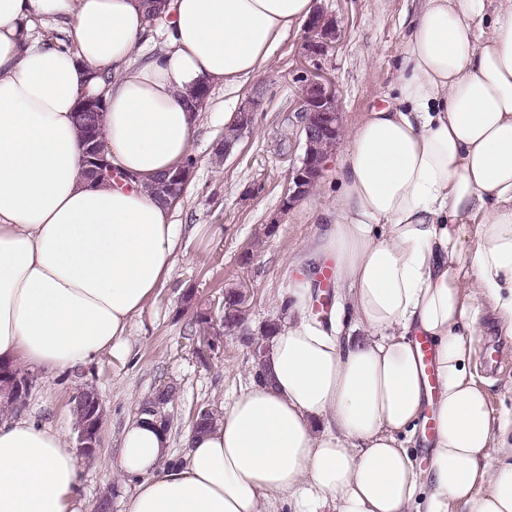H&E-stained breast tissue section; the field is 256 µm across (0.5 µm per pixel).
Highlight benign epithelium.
Instances as JSON below:
<instances>
[{
  "label": "benign epithelium",
  "instance_id": "obj_1",
  "mask_svg": "<svg viewBox=\"0 0 512 512\" xmlns=\"http://www.w3.org/2000/svg\"><path fill=\"white\" fill-rule=\"evenodd\" d=\"M307 56L314 57L323 53L341 37L337 20L316 10L305 25ZM255 100H250L235 120L224 129V156H229L238 142L251 129L252 112ZM341 103L336 89V80L331 75L317 69L310 72L299 93V105L296 117L303 134V154L288 171V189L283 195V211L290 210L310 191L311 186L321 174V164L313 156V150L320 137L330 129L341 131ZM84 163L98 177L112 174V163L108 158L105 142L93 141L84 150ZM199 330L196 334L195 352L202 358L211 356L215 350L211 317H197ZM74 407L79 410L80 418L75 425L77 448L82 456L93 458L99 442V433L105 412L104 403L93 388H84L75 395Z\"/></svg>",
  "mask_w": 512,
  "mask_h": 512
}]
</instances>
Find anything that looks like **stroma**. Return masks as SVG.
I'll return each instance as SVG.
<instances>
[{
    "label": "stroma",
    "instance_id": "1",
    "mask_svg": "<svg viewBox=\"0 0 512 512\" xmlns=\"http://www.w3.org/2000/svg\"><path fill=\"white\" fill-rule=\"evenodd\" d=\"M417 0H317L336 17L340 40L312 66L332 74L342 101V139L328 156L314 189L290 210H282L288 169L303 152V137L292 123L301 81L302 28H294L274 50L265 73L247 82L210 86L191 142L196 163L173 214L178 233L174 267L154 300L134 317L124 355L102 354L94 363L61 376L35 373L26 412L73 433L71 399L93 386L106 408L99 448L81 462V482L89 512L111 494L110 512H124V493L110 462L120 449L122 431L141 401L163 382L177 388L170 415L171 455L183 458L196 408L221 407L249 386L258 369L255 344L270 322L283 323L278 297L294 279L290 257L299 255L319 227V213L338 192L336 167L344 140L363 112L395 96L405 37ZM259 102L252 129L223 162L213 150L224 137L226 119L236 117L251 97ZM244 297L245 332L218 339L208 359L194 352L184 332L194 309L221 311L228 293ZM474 361L491 381L493 412L512 409V337L503 335L490 314L479 317L472 338Z\"/></svg>",
    "mask_w": 512,
    "mask_h": 512
}]
</instances>
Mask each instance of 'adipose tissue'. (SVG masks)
Returning <instances> with one entry per match:
<instances>
[{"label":"adipose tissue","instance_id":"ef3b65f1","mask_svg":"<svg viewBox=\"0 0 512 512\" xmlns=\"http://www.w3.org/2000/svg\"><path fill=\"white\" fill-rule=\"evenodd\" d=\"M147 3L0 0L1 365L57 376L122 350L175 262L172 204L148 186L189 154L187 95L261 75L314 11L168 0L163 48L137 57ZM99 92L113 177L94 184L73 109ZM336 178L259 378L182 460L154 416L126 424L124 512H512V411L493 414L471 342L485 310L512 336V0H420L398 95L362 115ZM327 275L341 301L318 318ZM427 419L422 484L407 444ZM84 507L67 435L0 416V512Z\"/></svg>","mask_w":512,"mask_h":512}]
</instances>
